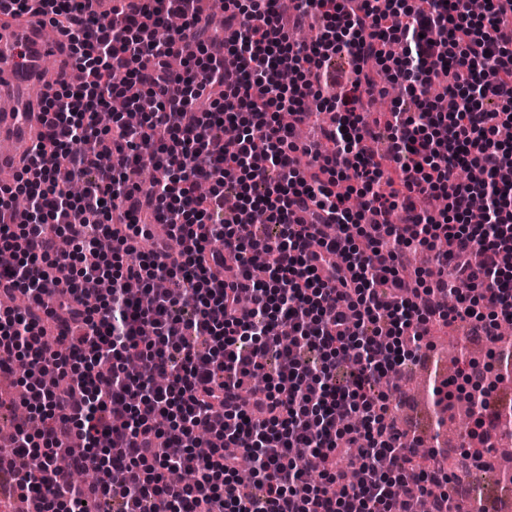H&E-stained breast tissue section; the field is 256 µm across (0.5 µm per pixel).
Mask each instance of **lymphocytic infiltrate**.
<instances>
[{
    "label": "lymphocytic infiltrate",
    "instance_id": "lymphocytic-infiltrate-1",
    "mask_svg": "<svg viewBox=\"0 0 512 512\" xmlns=\"http://www.w3.org/2000/svg\"><path fill=\"white\" fill-rule=\"evenodd\" d=\"M196 2L128 0L86 22L76 0H0V10L50 15L84 74L45 100V129L16 174L24 223H8L11 189L0 186V254L10 256L0 294L29 298L0 311V374L28 364L29 420L0 444L6 491L37 504L47 487L71 512L113 500L120 512H415L424 496L449 512L437 450L418 463L376 387L417 356L430 322L472 319L494 336L512 321V147L496 136L512 124V0H487L480 14L470 0H297L289 21L274 0H225L205 16ZM313 10L323 30L291 42L289 27ZM172 14L181 28L158 37ZM188 39L202 63L169 70ZM338 53L353 75L325 81L322 65ZM389 83L417 109H391L381 158L360 108ZM209 89L218 100L194 111ZM489 97L500 109L483 107ZM312 100L332 114L322 129L332 149L303 165L295 127ZM103 112L111 126H100ZM228 126L238 129L230 146ZM352 193L359 209L345 202ZM438 197L447 206L437 211ZM477 197L480 224L469 216ZM125 207L164 216L176 248L116 241ZM245 210L278 234L240 236ZM369 214L382 231L366 232L363 248L352 230ZM441 237L449 248L436 250L434 286L400 277L399 248ZM314 239L325 256L309 252ZM131 280L167 287L145 306ZM447 289L452 310L437 299ZM499 379L493 363L472 361L433 390L441 413L471 408L478 461L494 447L486 420ZM202 430L205 456L194 451ZM72 437L84 455L63 469ZM36 454L39 470L20 467ZM311 454L323 459L314 484ZM173 468L193 480L167 481ZM87 470L95 479L76 481Z\"/></svg>",
    "mask_w": 512,
    "mask_h": 512
}]
</instances>
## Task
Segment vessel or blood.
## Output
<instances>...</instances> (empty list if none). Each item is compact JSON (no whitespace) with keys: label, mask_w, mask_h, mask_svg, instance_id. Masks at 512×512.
Masks as SVG:
<instances>
[{"label":"vessel or blood","mask_w":512,"mask_h":512,"mask_svg":"<svg viewBox=\"0 0 512 512\" xmlns=\"http://www.w3.org/2000/svg\"><path fill=\"white\" fill-rule=\"evenodd\" d=\"M60 37L41 16L0 14V97L13 98L0 112V170L21 166L42 130V106L50 88L69 80L71 67L59 51ZM57 64L48 69L46 57Z\"/></svg>","instance_id":"1"}]
</instances>
